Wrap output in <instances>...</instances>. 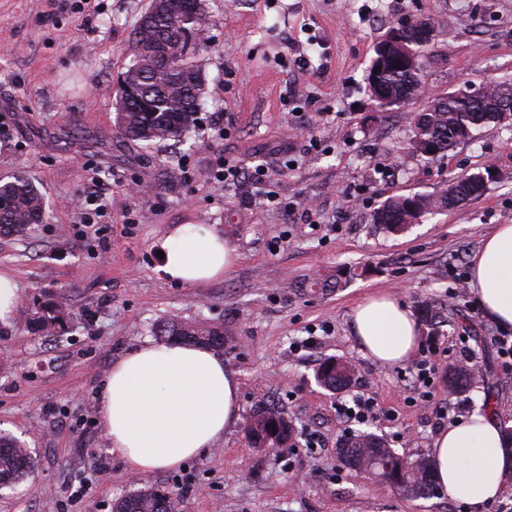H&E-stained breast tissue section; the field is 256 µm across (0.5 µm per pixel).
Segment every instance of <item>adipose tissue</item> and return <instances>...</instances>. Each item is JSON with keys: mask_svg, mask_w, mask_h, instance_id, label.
Here are the masks:
<instances>
[{"mask_svg": "<svg viewBox=\"0 0 512 512\" xmlns=\"http://www.w3.org/2000/svg\"><path fill=\"white\" fill-rule=\"evenodd\" d=\"M161 271L196 285L219 278L238 259L215 228L175 225L160 245ZM470 294L484 315L512 329V224H502L471 260ZM365 355L383 365L407 361L416 322L395 297L373 295L352 312ZM239 382L205 345L144 342L112 365L98 395L110 451L133 473L178 468L200 457L237 424ZM434 484L450 500L479 507L512 482V444L493 410L474 414L436 437Z\"/></svg>", "mask_w": 512, "mask_h": 512, "instance_id": "obj_1", "label": "adipose tissue"}]
</instances>
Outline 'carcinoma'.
I'll list each match as a JSON object with an SVG mask.
<instances>
[{
	"label": "carcinoma",
	"instance_id": "carcinoma-1",
	"mask_svg": "<svg viewBox=\"0 0 512 512\" xmlns=\"http://www.w3.org/2000/svg\"><path fill=\"white\" fill-rule=\"evenodd\" d=\"M205 0H199V11L192 24L182 27L183 43L181 57L178 58L180 70L170 71L167 77H159L151 84L150 92L154 102L152 112H119L118 127L123 135L148 145L170 140L178 141L184 137L197 121L204 94V82L201 65L196 58L199 43L195 41L197 31L203 29L208 21ZM171 26L169 18L157 16L150 30H135V53L127 71L141 66L145 60L142 54L143 43L156 38ZM380 85L387 91V100L378 102L385 111L405 108L418 100L416 90L422 84L420 77L409 76L397 63L389 65L377 76ZM503 101L502 89L495 83L478 97H464V107H458V100L448 95L447 101L434 98L412 113L411 145L416 152L427 144L434 146L439 154L461 144L464 129L476 130L488 123L503 121L498 106ZM457 190V195L448 197V189L438 196L417 195L414 201L407 196H393L378 209L374 223L387 232L400 234L408 228L406 220H419L436 208H448L472 193L482 195L486 187L476 181L474 174H460L453 179L449 189ZM46 213V201L40 191L27 179L16 177L4 181L0 179V235L12 236L26 231L31 225L43 221ZM69 311L63 303H47L36 308L29 319L36 330L55 336L67 323ZM158 335L166 340H176L188 344L219 346L224 328L207 322H184L175 318L162 322ZM318 373L324 377L325 387L340 392L350 386L356 371L347 361L340 358L325 360ZM475 372L471 368L456 364L448 367V394L454 395L468 390L474 382ZM263 419L247 421L245 431L253 443L267 441L273 446L278 439L273 437V420L279 427L293 432L291 425L281 413L264 408L257 412ZM344 461L352 458L387 465L390 483L410 496H422L433 485V461L420 456L414 459L417 466L405 472H396L398 455L389 448L386 440L369 433H358L347 443ZM33 467V458L27 448L20 443L0 437V487H11L25 477ZM176 498L169 491L147 489L132 493L113 507V512H174Z\"/></svg>",
	"mask_w": 512,
	"mask_h": 512
}]
</instances>
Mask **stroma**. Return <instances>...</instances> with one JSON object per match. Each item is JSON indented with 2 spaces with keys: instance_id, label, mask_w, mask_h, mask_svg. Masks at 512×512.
Listing matches in <instances>:
<instances>
[{
  "instance_id": "stroma-1",
  "label": "stroma",
  "mask_w": 512,
  "mask_h": 512,
  "mask_svg": "<svg viewBox=\"0 0 512 512\" xmlns=\"http://www.w3.org/2000/svg\"><path fill=\"white\" fill-rule=\"evenodd\" d=\"M149 4L0 0V178L27 176L47 201L43 223L0 235V271L13 276L20 310L55 299L72 313L55 336L0 322V433L35 462L0 490V512H112L148 487L173 492L179 512H480L442 494L402 496L346 466L339 448L364 430L414 459L450 426L447 407L462 420L487 407L512 418L500 328L459 287L483 239L512 224V124L430 160L409 146L406 110L373 111L367 93L377 43L418 18L434 26L419 59L428 95L512 79V0H206L203 109L184 141L153 146L116 124L119 79ZM224 158L264 165L280 207L250 184L217 183ZM490 166L497 176L482 196L405 233L373 221L388 197L435 195ZM97 187L112 205L94 226L83 215ZM178 224L215 225L236 265L203 286L164 278L157 245ZM320 274L338 287L308 289ZM376 294L414 314L424 303L443 309L439 334L420 328L406 363L380 365L354 337L353 308ZM169 318L229 331L221 354L239 380L241 421L180 468L135 474L109 451L97 396L113 363ZM466 352L484 376L449 396L446 372ZM332 356L357 371L339 394L315 379ZM423 359L426 392L416 383ZM356 396L374 402L362 423L338 411ZM260 406L293 423V447L251 444L243 422Z\"/></svg>"
}]
</instances>
